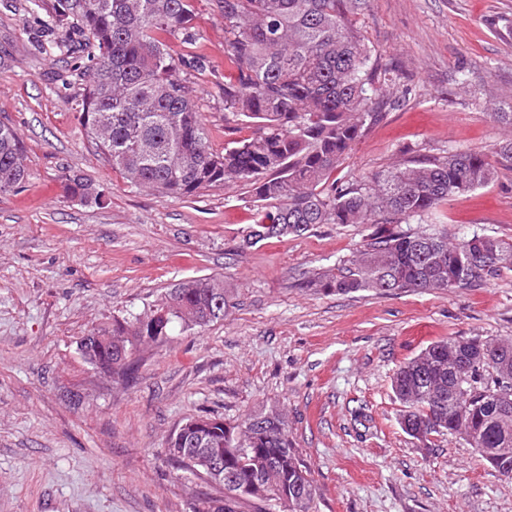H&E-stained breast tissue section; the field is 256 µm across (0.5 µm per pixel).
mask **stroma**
Masks as SVG:
<instances>
[{
    "label": "stroma",
    "mask_w": 512,
    "mask_h": 512,
    "mask_svg": "<svg viewBox=\"0 0 512 512\" xmlns=\"http://www.w3.org/2000/svg\"><path fill=\"white\" fill-rule=\"evenodd\" d=\"M204 57L183 78L213 151L254 126L224 108V18L194 0ZM352 21L381 65L387 107L337 168L365 181L411 158L492 150L512 139V0H362ZM28 0H0V121L23 141L27 180L0 194V512H194L218 491L178 468L168 443L201 415L237 424L285 414L311 470L314 512H512V480L454 436L420 445L399 423L398 366L447 337L512 338V271L449 291L324 293L367 242L362 224L243 243L257 206L227 183L190 197L136 187L87 141L73 99L81 80ZM104 191L70 201L67 179ZM421 229L512 239V171L450 197ZM224 284L222 320L172 323L134 353L132 381L99 373L82 336L150 312L174 284Z\"/></svg>",
    "instance_id": "obj_1"
}]
</instances>
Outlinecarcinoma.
<instances>
[{"mask_svg": "<svg viewBox=\"0 0 512 512\" xmlns=\"http://www.w3.org/2000/svg\"><path fill=\"white\" fill-rule=\"evenodd\" d=\"M43 26L64 39L63 52L86 54L84 84L74 98L87 138L113 169L133 185L190 196L243 182L258 203L244 242L300 235L317 224H365L367 249L339 275L315 283L324 292L446 291L476 286L512 268V241L475 235L461 243L445 231H413L448 197L493 181L512 169V139L482 150L396 168L369 182L332 180L336 168L386 105L380 82L391 70L371 63V49L349 19L359 0H217L224 14L225 62L234 79L224 83V109L257 127L224 152L210 148L209 131L183 67L200 69V57L175 59L161 35L196 37L191 0H30ZM16 128L0 123V193L27 179ZM66 197L99 204L103 193L80 177ZM224 285L210 277L179 282L150 313L117 321L110 331L84 337V360L130 380L132 350L167 335L169 324L202 327L224 319ZM512 361V339L473 337ZM401 404L403 431L423 445L427 435L463 439L499 476L512 480V398L500 396L499 374L462 354L457 339L430 343L399 365L391 380ZM468 404H457L458 390ZM173 434L170 454L183 468L200 448L224 457V498L200 512H238L250 499L278 501L288 512H312L316 489L292 447L279 412L251 415L240 427L199 435L190 422Z\"/></svg>", "mask_w": 512, "mask_h": 512, "instance_id": "obj_1", "label": "carcinoma"}]
</instances>
